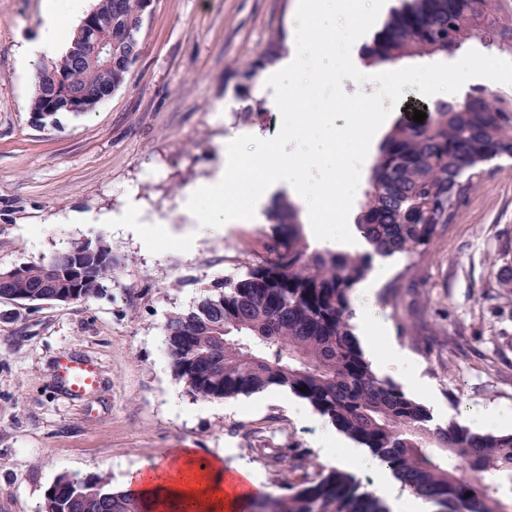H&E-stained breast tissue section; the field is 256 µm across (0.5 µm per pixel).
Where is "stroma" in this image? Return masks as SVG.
<instances>
[{
    "mask_svg": "<svg viewBox=\"0 0 512 512\" xmlns=\"http://www.w3.org/2000/svg\"><path fill=\"white\" fill-rule=\"evenodd\" d=\"M43 0H0V270L38 264L106 239L112 276L101 295L70 303L0 299V512H42L58 476H109L188 448L196 458L253 465L266 491L323 468L322 416L306 400L268 388L238 409L188 395L176 380L163 326L196 306L205 289L242 275L263 254L269 224H232L191 251L147 248L121 224H83L86 214L141 203L144 223L182 221L188 190L210 179L223 148L243 157L283 136L281 106L258 94L246 66L288 53L295 0H154L141 53L125 84L79 115L38 127L35 75L21 63ZM478 66L455 92L512 93V55L472 41ZM448 231L409 265L397 256L395 288L376 304L388 334L418 361L436 390V423L463 424L464 410L512 409V159L495 158ZM93 360L100 385L70 398L56 365ZM305 458V469L286 461Z\"/></svg>",
    "mask_w": 512,
    "mask_h": 512,
    "instance_id": "35a3bbf8",
    "label": "stroma"
}]
</instances>
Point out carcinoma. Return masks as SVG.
Instances as JSON below:
<instances>
[{
    "mask_svg": "<svg viewBox=\"0 0 512 512\" xmlns=\"http://www.w3.org/2000/svg\"><path fill=\"white\" fill-rule=\"evenodd\" d=\"M403 0L376 33L372 62L452 55L493 31L485 47L512 54V0ZM146 0H96L92 17L71 32L64 53L36 73L30 112L49 104L48 69L64 74L69 90L119 89L132 52L128 35L141 29ZM112 17V66L83 64L78 55L95 25ZM512 158V96L473 88L461 102L438 101L421 123L399 119L370 169L358 231L372 251L312 247L299 208L282 196L271 209L265 254L224 289L168 320L166 342L176 378L196 399H222L272 386L308 401L338 430L386 463L397 477L433 503L436 512H512L500 493L512 484V434H475L432 425L429 411L378 377L353 337L350 294L372 268L374 255L399 253L411 264L448 231L458 207L477 185L482 165ZM93 253L88 254L86 250ZM73 253L112 266L102 239ZM0 272V298L36 296L43 264ZM103 276L86 273L60 290L87 301ZM44 512H145V503L112 487L106 476H59ZM246 512H389L384 501L351 475L332 469L260 494Z\"/></svg>",
    "mask_w": 512,
    "mask_h": 512,
    "instance_id": "obj_1",
    "label": "carcinoma"
}]
</instances>
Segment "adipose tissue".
<instances>
[{
	"instance_id": "ef3b65f1",
	"label": "adipose tissue",
	"mask_w": 512,
	"mask_h": 512,
	"mask_svg": "<svg viewBox=\"0 0 512 512\" xmlns=\"http://www.w3.org/2000/svg\"><path fill=\"white\" fill-rule=\"evenodd\" d=\"M86 0H44L42 24L38 37L24 50L25 66L57 56L64 42V21L84 11ZM349 14L350 25L344 39L336 37V17ZM372 19L352 13L349 0H296L292 24L288 30V54L271 72L258 81L262 93L270 100H290L291 110L284 117L286 137L271 146L277 162L256 155L243 161L235 150H228L223 166L213 177L190 190L183 206L185 225L174 229L159 219L141 226L148 247H175L190 250L200 236L220 237L228 224L259 221L275 197L284 195L296 203L304 223L309 224L314 245L323 251L363 249L367 243L352 218L337 220L336 200L356 195L375 148V132L384 118L378 100L366 95V85L415 76V69L394 71L365 65L362 48L371 43ZM341 55L346 70L353 75L351 98L360 102L359 111L350 113L349 126L336 124V115L323 113L324 134L311 148L306 159L290 151L303 129L297 108L303 96L319 84L317 63L320 59ZM249 163L259 179L252 185L228 186L229 177ZM315 166L319 180H310L306 165ZM390 258L375 256L368 279L351 292V309L356 335L379 374L401 380L407 388L422 392L426 382L417 361L397 345L379 349L377 340L388 330L386 319L374 302L379 285L388 277ZM339 439L326 435L322 455L329 463H345L369 472L376 492L388 500L393 512H425L426 502L412 486L396 479L388 466L367 449L339 447ZM178 476L157 480L144 469L132 470L124 478V488L142 498L150 512H243L245 506L263 487L255 469L245 464L225 467L221 458H213L206 469L192 472L189 452L174 458Z\"/></svg>"
}]
</instances>
